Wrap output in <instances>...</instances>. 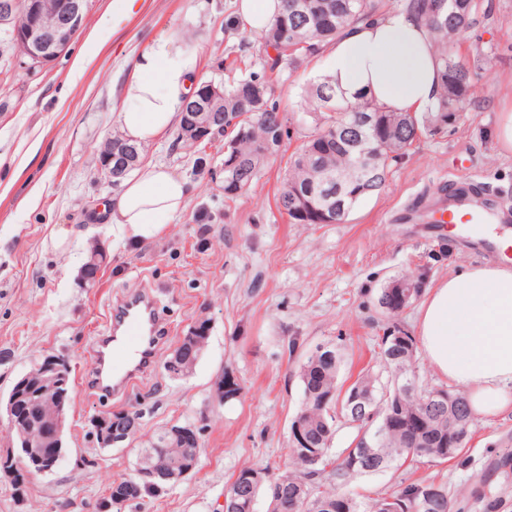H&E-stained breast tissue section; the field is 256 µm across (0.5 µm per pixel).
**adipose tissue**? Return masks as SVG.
Wrapping results in <instances>:
<instances>
[{"label": "adipose tissue", "instance_id": "obj_1", "mask_svg": "<svg viewBox=\"0 0 512 512\" xmlns=\"http://www.w3.org/2000/svg\"><path fill=\"white\" fill-rule=\"evenodd\" d=\"M198 71L197 47L154 37L122 85L116 121L123 136L142 146L177 126ZM320 72L347 98L364 95L397 112L425 111L441 92L430 33L404 12L356 24L326 44ZM194 192L166 167L140 166L112 195L113 236H157ZM499 249V260L461 266L431 286L418 325L433 373L463 390L476 413L512 411V238L500 239Z\"/></svg>", "mask_w": 512, "mask_h": 512}]
</instances>
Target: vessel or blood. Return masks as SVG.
<instances>
[{
	"label": "vessel or blood",
	"mask_w": 512,
	"mask_h": 512,
	"mask_svg": "<svg viewBox=\"0 0 512 512\" xmlns=\"http://www.w3.org/2000/svg\"><path fill=\"white\" fill-rule=\"evenodd\" d=\"M422 211L429 224L512 223V206L467 182L452 183L449 190L430 197ZM117 315L118 328L101 338L93 359L90 389L98 397L126 389L139 374L153 370L165 343L163 322L148 292L123 301Z\"/></svg>",
	"instance_id": "1"
}]
</instances>
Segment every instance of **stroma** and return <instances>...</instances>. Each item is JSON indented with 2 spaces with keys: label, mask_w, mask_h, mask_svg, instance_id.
I'll use <instances>...</instances> for the list:
<instances>
[{
  "label": "stroma",
  "mask_w": 512,
  "mask_h": 512,
  "mask_svg": "<svg viewBox=\"0 0 512 512\" xmlns=\"http://www.w3.org/2000/svg\"><path fill=\"white\" fill-rule=\"evenodd\" d=\"M140 2L79 70L73 61L86 32L37 71L20 66L0 34V398L42 354L66 356L74 378H81L92 368L91 346L113 304L144 283L153 286L168 325L167 346L202 313L212 320L210 337L183 378L160 368L112 398L75 386L64 455L52 471L27 481L24 503L16 502L9 479L0 478V512H95L109 478L131 473L139 443L187 422L203 428L196 472L124 512H223L224 488L241 468L285 463L290 423L302 400L299 366L316 346L339 348L342 388L367 366L388 379L375 355L386 325L376 289L411 270L422 272L428 287L458 263L497 257L494 241L418 223L409 207L462 175L512 197V148L497 134L504 113L512 111V0H484L485 15L457 47L478 68L475 105L447 133L421 137L344 222L291 224L277 206L288 159L309 131L300 102L319 66L314 60L279 84L291 138L235 202L225 203L222 182L194 173V151L171 150L174 133L145 148L142 163L191 180L196 192L158 236L134 244L113 241L111 226L95 212L113 192L98 169V149L119 131L120 86L136 57L158 34L184 35L199 50L201 75L224 82L229 74L214 69L215 60L252 53L261 41L225 30L235 0ZM201 210L210 221H195ZM57 231L69 235L59 249L52 244ZM96 247L108 259L95 287L85 288L79 272ZM292 336L299 339L293 351ZM227 372L243 391L224 404L213 391ZM119 412L139 416L133 441L102 446L92 421ZM508 454L512 412L479 415L466 465L424 464L417 473L445 483L452 505H463V512H481L469 497L484 483L512 502V465L502 464Z\"/></svg>",
  "instance_id": "35a3bbf8"
}]
</instances>
